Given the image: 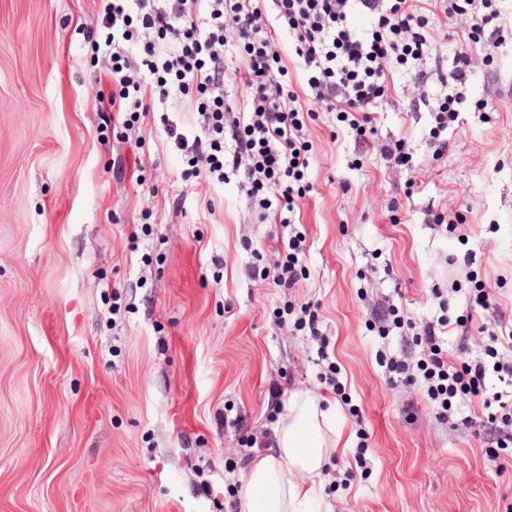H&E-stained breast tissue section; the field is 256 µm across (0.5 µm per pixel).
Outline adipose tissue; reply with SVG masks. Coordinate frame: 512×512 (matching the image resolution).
I'll use <instances>...</instances> for the list:
<instances>
[{
  "label": "adipose tissue",
  "mask_w": 512,
  "mask_h": 512,
  "mask_svg": "<svg viewBox=\"0 0 512 512\" xmlns=\"http://www.w3.org/2000/svg\"><path fill=\"white\" fill-rule=\"evenodd\" d=\"M342 431L318 397L292 396L272 446L255 458L239 497V512H307L325 477L326 461L341 444Z\"/></svg>",
  "instance_id": "ef3b65f1"
}]
</instances>
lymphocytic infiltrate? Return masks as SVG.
<instances>
[{"mask_svg": "<svg viewBox=\"0 0 512 512\" xmlns=\"http://www.w3.org/2000/svg\"><path fill=\"white\" fill-rule=\"evenodd\" d=\"M103 30L92 48L110 61L112 96L108 105L126 129L138 126L150 109L170 111L188 99L199 116L194 139L175 138L189 166L205 178L223 182L226 171L242 173L264 208L284 213L294 224L300 182L310 165L303 133V113L285 93L277 75L280 57L272 32H287L295 55L309 74L313 99L338 113L358 142H366L370 113L385 93L383 66L421 59L431 44L419 16L406 0H100ZM444 15H466L470 25L455 53V78L466 82L475 52L492 59L504 40L500 13L491 0H439ZM362 10L370 17L363 29L349 16ZM233 19L240 43L238 68L224 63L225 21ZM241 100L230 103L226 86ZM233 151H225V137ZM481 321L489 342L483 352L469 350L468 332ZM410 327L414 345L426 353L414 363L386 360L389 377L420 385L437 418L452 421L463 402L482 404L480 416H462L482 435L487 460L504 470L512 448V319L500 311L485 288L456 319L428 316L407 323L399 308H377L379 337ZM459 329V357L449 362L445 331Z\"/></svg>", "mask_w": 512, "mask_h": 512, "instance_id": "lymphocytic-infiltrate-1", "label": "lymphocytic infiltrate"}]
</instances>
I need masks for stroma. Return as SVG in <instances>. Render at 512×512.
Instances as JSON below:
<instances>
[{"instance_id":"35a3bbf8","label":"stroma","mask_w":512,"mask_h":512,"mask_svg":"<svg viewBox=\"0 0 512 512\" xmlns=\"http://www.w3.org/2000/svg\"><path fill=\"white\" fill-rule=\"evenodd\" d=\"M99 5L0 0V512H238L300 391L335 404L348 443L313 512H512V466L437 420L418 386L388 382L381 356L420 347L370 329L377 302L438 314L435 288L456 317L478 283L512 315V33L460 84L469 18L408 0L431 51L391 69L364 145L314 102L276 35L311 144L305 272L282 288L290 229L241 177L187 176L153 117L135 134L105 120L108 61L89 47ZM448 94L462 112L437 158L430 107ZM399 140L413 169L384 157ZM301 307L318 336L297 327ZM331 363L340 397L319 378Z\"/></svg>"}]
</instances>
